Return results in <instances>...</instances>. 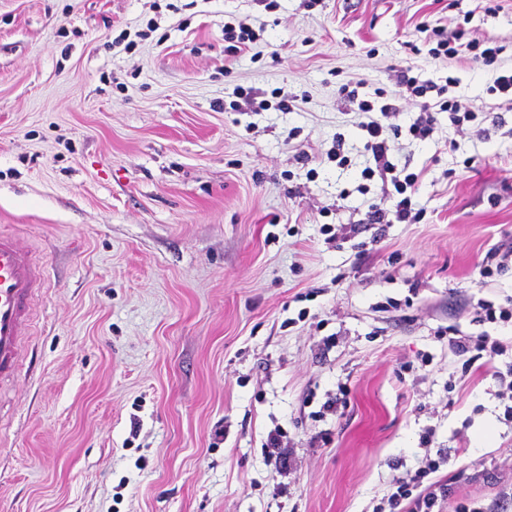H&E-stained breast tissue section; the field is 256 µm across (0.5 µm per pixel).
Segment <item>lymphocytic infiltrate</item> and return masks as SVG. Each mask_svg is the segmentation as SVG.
I'll return each instance as SVG.
<instances>
[{"instance_id": "lymphocytic-infiltrate-1", "label": "lymphocytic infiltrate", "mask_w": 512, "mask_h": 512, "mask_svg": "<svg viewBox=\"0 0 512 512\" xmlns=\"http://www.w3.org/2000/svg\"><path fill=\"white\" fill-rule=\"evenodd\" d=\"M421 32L431 46L433 57H455L467 54L481 60L484 65L498 66L500 49L494 43L468 37L465 31L447 33L444 29L421 25ZM401 86L406 87L410 97L420 107V113L408 129H401L400 125L391 121L393 111L390 105H375L374 101L360 97L357 90L348 86L339 89L342 97L350 103L356 104L357 112L362 117L360 126L365 133L363 149L371 154L374 163L365 167L363 175L366 178L386 176L392 186L391 196L395 201L392 210L386 211L374 208L372 218L375 223H382L387 218H394L400 223H409L417 220L418 212L413 207V196L417 190L419 179L416 173L396 170L394 164L388 159L393 139L399 138L402 133H409L416 139H424L432 131L433 112H444L448 115V124L457 133L467 130L468 123L476 118L474 111L463 107L458 100L448 97L445 88H436L432 84L422 83L408 72H401L398 77ZM448 463L447 456L437 458H423L422 464L409 477L398 478L390 492L385 495L381 503L392 512L394 508L403 506L407 512H432L439 498L448 494L447 484L441 481H430V474L439 472L441 467Z\"/></svg>"}]
</instances>
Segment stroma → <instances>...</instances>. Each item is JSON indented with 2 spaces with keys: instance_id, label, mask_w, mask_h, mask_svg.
<instances>
[{
  "instance_id": "1",
  "label": "stroma",
  "mask_w": 512,
  "mask_h": 512,
  "mask_svg": "<svg viewBox=\"0 0 512 512\" xmlns=\"http://www.w3.org/2000/svg\"><path fill=\"white\" fill-rule=\"evenodd\" d=\"M496 2L0 0V231L50 273L0 394V512H373L440 451L439 512H512L490 376L512 322L475 320L512 300V269L479 275L512 244V94L417 30L491 39L510 68ZM241 22L258 38L236 51ZM402 68L481 118L396 140L423 214L376 224L384 185L339 88L382 91L406 126ZM240 87L291 109H232ZM450 326L504 351L469 363Z\"/></svg>"
}]
</instances>
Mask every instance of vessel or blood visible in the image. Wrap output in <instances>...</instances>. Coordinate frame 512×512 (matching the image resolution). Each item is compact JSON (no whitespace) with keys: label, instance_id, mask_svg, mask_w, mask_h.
I'll return each instance as SVG.
<instances>
[{"label":"vessel or blood","instance_id":"obj_1","mask_svg":"<svg viewBox=\"0 0 512 512\" xmlns=\"http://www.w3.org/2000/svg\"><path fill=\"white\" fill-rule=\"evenodd\" d=\"M46 283L45 268L19 239L0 232V390L14 383L23 365L31 304Z\"/></svg>","mask_w":512,"mask_h":512}]
</instances>
